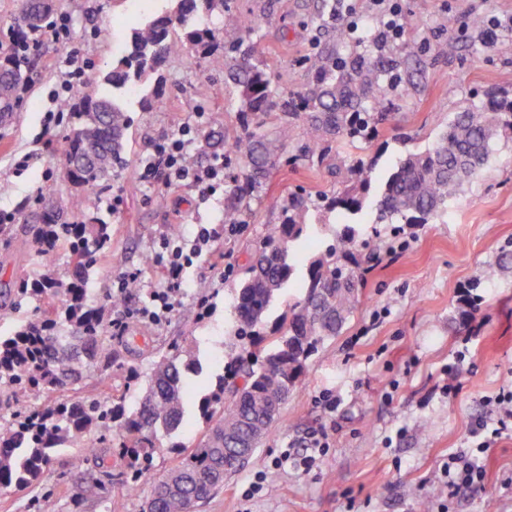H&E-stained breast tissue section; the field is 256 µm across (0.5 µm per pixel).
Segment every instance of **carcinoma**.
<instances>
[{"label": "carcinoma", "mask_w": 512, "mask_h": 512, "mask_svg": "<svg viewBox=\"0 0 512 512\" xmlns=\"http://www.w3.org/2000/svg\"><path fill=\"white\" fill-rule=\"evenodd\" d=\"M51 11L52 0H22L21 24L0 56V111L12 112L17 106V90L27 81V45L42 33ZM223 13L224 0H175L172 11L133 26L112 71L102 78L94 75L90 82L102 80L112 92H120L157 72L170 53L186 47L224 69L237 89L246 126L207 135L198 151L187 155V162L196 165L202 154L223 148L224 167L237 164L250 190L259 188L267 161L287 151L300 117L309 140L305 152L311 156L320 153L328 137L370 142L379 135V108L390 65L377 61L370 49L325 57L316 86L292 100L278 89L257 55L252 27L229 16L221 28L215 19ZM228 36L230 57L219 53ZM61 110L71 121L66 175L92 194L124 165L128 111L116 96L106 94L65 101ZM274 111L281 112L278 130H263L266 116ZM508 132L512 99L488 92L480 104L456 113L428 149L408 154L380 181L373 165L359 162L357 185L322 205L300 193L268 199L279 223L234 289L233 338L224 374L197 399L203 431L188 448L172 445L178 459L162 478L178 474L182 489L158 499L155 512H191L193 505L204 504L224 488V449L237 447L239 439L254 453L284 398L302 381L318 345L339 335L355 311L362 275L352 252L357 230L346 224L331 243L313 246L304 240L311 216L325 224L336 211L355 216L369 206L376 224H427L456 188L479 174ZM229 181L224 223L239 224L244 188L236 177ZM86 201L84 196L67 198L43 215L33 234L37 256L65 252L72 278L62 281L48 272L20 277V299L37 302L40 316L14 334L0 336V411L10 415L0 423V488L39 484L60 450L91 443L100 448L112 442L116 424L121 431L120 475L128 486H135L151 469L158 434L172 436L183 429L189 398L186 378L202 371L197 349L184 338L154 356L136 404L127 403L125 392L89 401L57 395L113 367L125 370L128 385L141 380L112 345L103 307L89 299L86 288V273L109 248L110 225L94 217L82 224L61 223L63 214L83 210ZM298 262L306 269L298 284L300 296L284 311L281 326L267 335L266 320Z\"/></svg>", "instance_id": "obj_1"}]
</instances>
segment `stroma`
Wrapping results in <instances>:
<instances>
[{"mask_svg":"<svg viewBox=\"0 0 512 512\" xmlns=\"http://www.w3.org/2000/svg\"><path fill=\"white\" fill-rule=\"evenodd\" d=\"M409 21L400 40L379 57L395 61L398 79L387 88L381 136L368 144L329 140L321 164L300 154L306 143L303 121L294 124L288 151L263 181L267 193L316 192L334 195L353 180L357 161L375 165L382 177L406 153L430 146L455 112L484 100L488 91L512 98V31L486 45L469 28L472 17L488 21L512 16V0H387ZM353 30L336 26L331 0H226V11L255 22L258 55L279 88L296 95L312 88L319 61L334 45L356 50L371 44L382 22L371 0H350ZM169 0H53V9L70 15V46L48 42L34 47L32 80L9 124L0 125V212L13 220L0 234V334L17 330L33 311L17 309L9 292L18 277L52 272L70 276L63 254L31 261L28 224L51 201L82 194L65 176L66 121L46 124L55 111L52 94L65 77V59L77 51L91 72L105 74L122 55L130 21L168 10ZM159 97L145 110L141 101ZM121 101L131 116L126 163L118 177L87 201L86 213L112 227V258L91 269L87 286L105 305V319L124 318L128 335L138 337L126 362L149 373L154 353L174 337L196 341L205 366L193 386L202 390L222 374L221 362L233 327V278L255 256L277 215L257 197L243 205L239 232L223 237L224 192L203 198L192 188L164 189L141 179L139 162L153 142L190 125L209 132L240 126L236 88L223 71L185 52L170 56L161 69ZM29 155V166L15 172L14 161ZM366 211L355 249L367 268L360 303L343 331L325 340L308 361L301 385L290 395L270 433L224 488L198 512H512V431L499 436L486 454L484 484L457 490L448 486L443 466L449 453L471 444L472 424L485 416V399L512 383V267L492 282L477 284L480 270L512 254V134L494 148L483 172L449 196L426 224L373 227ZM220 237L215 255L187 268L180 312L153 325L138 318L161 280L154 269L172 234L192 241L199 225ZM142 269L137 295L107 302L121 272ZM476 293L480 304L461 319V300ZM205 302L206 313L184 325L181 312ZM464 362H457V352ZM457 390L443 391L446 381ZM339 400L328 411L326 400ZM313 431L329 435L313 469H273L286 449L301 450ZM117 448L95 453L67 448L52 461L45 480L29 488L0 489V512H39L52 496L55 512H140L156 473L176 456L161 449L154 470L135 490H127ZM264 488L245 493L257 472Z\"/></svg>","mask_w":512,"mask_h":512,"instance_id":"obj_1","label":"stroma"}]
</instances>
